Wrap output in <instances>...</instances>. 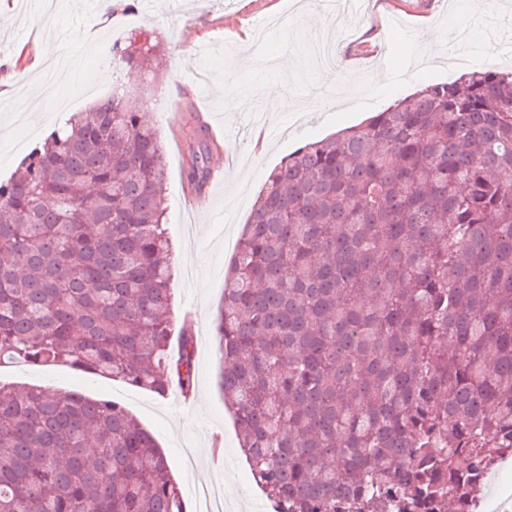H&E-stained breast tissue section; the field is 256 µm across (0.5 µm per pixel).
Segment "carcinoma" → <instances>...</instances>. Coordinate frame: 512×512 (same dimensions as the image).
<instances>
[{"instance_id":"1","label":"carcinoma","mask_w":512,"mask_h":512,"mask_svg":"<svg viewBox=\"0 0 512 512\" xmlns=\"http://www.w3.org/2000/svg\"><path fill=\"white\" fill-rule=\"evenodd\" d=\"M112 55L142 66L160 46ZM186 139L198 190L210 138ZM166 179L150 113L115 91L0 182V366L193 391ZM215 334L274 512H466L512 455V70L475 66L288 155L243 228ZM0 512L187 505L120 404L0 385Z\"/></svg>"}]
</instances>
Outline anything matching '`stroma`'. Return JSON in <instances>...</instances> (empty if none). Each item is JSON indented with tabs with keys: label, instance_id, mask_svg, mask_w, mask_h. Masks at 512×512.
I'll return each mask as SVG.
<instances>
[{
	"label": "stroma",
	"instance_id": "stroma-1",
	"mask_svg": "<svg viewBox=\"0 0 512 512\" xmlns=\"http://www.w3.org/2000/svg\"><path fill=\"white\" fill-rule=\"evenodd\" d=\"M340 16L317 0H138L135 11L107 16L101 0H0V181L48 134L40 119L58 96L74 111L112 92L122 67L113 42L154 31L163 54L157 69L140 68L131 95L147 104L164 147L166 224L173 250L172 315L191 319L196 334V381L190 407L175 405L121 381L65 366L0 368V383L39 385L120 403L146 426L172 462L171 473L187 512H204L202 486L219 482L239 512H273L242 454L233 420L219 388L220 355L214 322L224 280L242 228L268 176L304 143L324 139L383 111L424 86L460 77L448 54L425 46L422 28L434 22L465 30L475 56L498 69L512 68V0H341ZM51 26H44V19ZM333 27L347 86L337 95L307 54L310 33ZM45 62L65 56L66 76L43 96L33 94L35 52ZM267 59L266 69L250 57ZM111 82H103V72ZM282 85L287 106H268L261 85ZM185 125L206 122L234 128L208 154L207 166L232 154L235 162L206 209L190 214L184 170L188 151L172 127L174 110Z\"/></svg>",
	"mask_w": 512,
	"mask_h": 512
}]
</instances>
